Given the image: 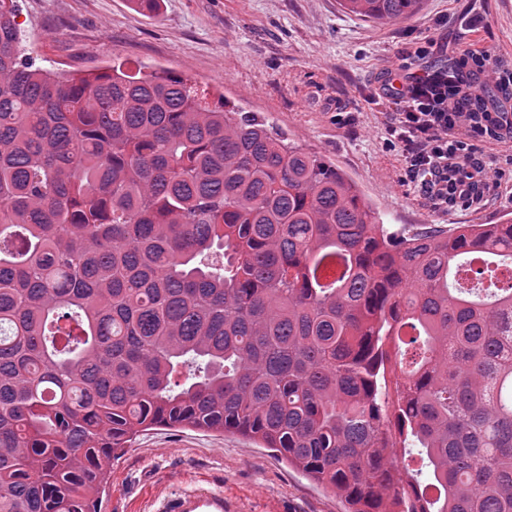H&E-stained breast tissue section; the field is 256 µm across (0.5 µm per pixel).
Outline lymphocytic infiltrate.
I'll list each match as a JSON object with an SVG mask.
<instances>
[{"label":"lymphocytic infiltrate","instance_id":"1","mask_svg":"<svg viewBox=\"0 0 512 512\" xmlns=\"http://www.w3.org/2000/svg\"><path fill=\"white\" fill-rule=\"evenodd\" d=\"M443 68L408 72L399 82L384 78L375 104L387 108V130L411 183L435 203L449 196L474 199L495 186L486 162L476 158L459 130L481 131L472 113L449 111Z\"/></svg>","mask_w":512,"mask_h":512}]
</instances>
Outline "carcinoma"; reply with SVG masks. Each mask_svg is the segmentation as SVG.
<instances>
[{"label":"carcinoma","instance_id":"1","mask_svg":"<svg viewBox=\"0 0 512 512\" xmlns=\"http://www.w3.org/2000/svg\"><path fill=\"white\" fill-rule=\"evenodd\" d=\"M17 16L0 0V512H97L158 426L249 437L349 512H512V219L382 224L256 113L169 71L59 76Z\"/></svg>","mask_w":512,"mask_h":512}]
</instances>
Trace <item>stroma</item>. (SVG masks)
I'll list each match as a JSON object with an SVG mask.
<instances>
[{
  "mask_svg": "<svg viewBox=\"0 0 512 512\" xmlns=\"http://www.w3.org/2000/svg\"><path fill=\"white\" fill-rule=\"evenodd\" d=\"M23 45L37 66L80 74L121 61L164 68L264 115L289 142L339 166L386 224H495L512 213V148L499 129L466 135L489 161L488 197L434 204L406 177L387 141L384 107L371 104L385 70L454 62L475 71V51L512 60V0H424L394 24L345 13L339 0H19ZM429 36L447 55L408 59ZM195 479L224 485L232 512H347L343 498L251 439L157 427L110 465L98 512H149L152 496Z\"/></svg>",
  "mask_w": 512,
  "mask_h": 512,
  "instance_id": "35a3bbf8",
  "label": "stroma"
}]
</instances>
